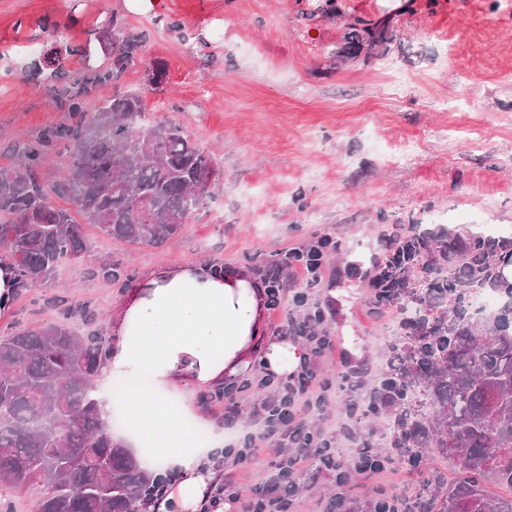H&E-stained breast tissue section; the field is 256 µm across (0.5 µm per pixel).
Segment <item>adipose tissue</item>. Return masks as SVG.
Returning a JSON list of instances; mask_svg holds the SVG:
<instances>
[{"instance_id": "ef3b65f1", "label": "adipose tissue", "mask_w": 512, "mask_h": 512, "mask_svg": "<svg viewBox=\"0 0 512 512\" xmlns=\"http://www.w3.org/2000/svg\"><path fill=\"white\" fill-rule=\"evenodd\" d=\"M264 298L263 284L240 268L187 263L129 283L111 314L97 408L107 423L122 412V438L140 461L179 474L157 512H199L208 502L216 512L225 508L216 498L224 455L217 447L193 449L181 413L164 409L168 392L222 389L256 364L281 379L297 369L298 345L265 333ZM144 371L153 392L109 390L111 380Z\"/></svg>"}]
</instances>
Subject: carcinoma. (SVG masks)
<instances>
[{
	"label": "carcinoma",
	"instance_id": "carcinoma-1",
	"mask_svg": "<svg viewBox=\"0 0 512 512\" xmlns=\"http://www.w3.org/2000/svg\"><path fill=\"white\" fill-rule=\"evenodd\" d=\"M110 67L70 74L55 70L63 123L12 145L16 162L0 167V250L11 260L20 293L52 284L57 268L87 249L82 224L136 247L176 238L182 219L200 209L219 176L211 155L170 122L146 119L136 94L117 93L96 112L84 110L89 86L118 80L135 64L144 35L118 17ZM69 151L63 177L40 179L50 151ZM76 207L83 223L50 194ZM498 239L407 245L422 273L423 301L438 293L443 308L404 323L400 365L378 385L391 414V447L407 465L433 450L451 474L434 472L425 491L373 512H454L476 500L480 512H512V302L473 321L474 295L499 277ZM90 278L114 282L125 267L102 259ZM86 304L58 302L55 321L0 336V480L34 495L37 512H136L153 498L161 474L148 473L100 421L92 380L108 339Z\"/></svg>",
	"mask_w": 512,
	"mask_h": 512
}]
</instances>
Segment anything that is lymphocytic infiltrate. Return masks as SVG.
I'll return each instance as SVG.
<instances>
[{"label": "lymphocytic infiltrate", "mask_w": 512, "mask_h": 512, "mask_svg": "<svg viewBox=\"0 0 512 512\" xmlns=\"http://www.w3.org/2000/svg\"><path fill=\"white\" fill-rule=\"evenodd\" d=\"M412 236L411 230L398 227L384 236L385 246L374 261L369 281L370 303L378 316L392 317L399 313L400 299L410 288L399 271L407 260L405 243ZM330 245V239L323 237L308 246L289 249L286 255L288 276L302 280L305 285L304 291L293 296L296 312L287 313L280 309L285 292L284 281L274 275L267 279L266 303L274 314V334L303 339L307 352L296 378L278 380L265 375L225 389L224 397L232 411L237 408V394L254 388L268 391L252 416L254 432L248 434L235 451L237 468L224 474L228 500H240L238 475L248 470L262 454L274 460L273 468L266 476L270 483L277 482L284 470L293 477L310 471L320 448L332 450L340 444L352 449V464L359 474L372 478L391 468L388 458L376 452L362 453L359 447L363 434L357 422L377 414L381 407L379 400L364 401L361 389L355 386L349 399L353 413L334 415L329 408V386L315 371V361L326 359L336 349L335 336L314 328L315 322L323 321L326 316V309L314 292L325 279L327 267L324 256Z\"/></svg>", "instance_id": "lymphocytic-infiltrate-1"}]
</instances>
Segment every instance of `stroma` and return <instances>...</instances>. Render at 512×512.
I'll return each mask as SVG.
<instances>
[{"instance_id": "stroma-1", "label": "stroma", "mask_w": 512, "mask_h": 512, "mask_svg": "<svg viewBox=\"0 0 512 512\" xmlns=\"http://www.w3.org/2000/svg\"><path fill=\"white\" fill-rule=\"evenodd\" d=\"M162 0L143 16L123 0H0V166L9 145L65 120L48 77L26 74L28 45L45 49L39 22L60 25L64 71L109 66L97 35L110 17L146 41L134 66L90 89L87 112L115 92L141 96L149 120H170L209 152L219 175L182 233L133 247L84 227L86 256L63 262L54 288L17 295L0 331L55 319L47 300L87 301L108 315L125 282L90 279L92 260L123 264L130 279L158 265L203 261L264 278L288 248L329 236L332 270L322 302L340 299L358 327L354 361L381 364L401 335L368 300L382 235L394 224L435 239L512 237V0ZM179 20V31L167 28ZM377 23L381 43L352 38L354 19ZM167 83L148 82L152 65ZM413 79L393 95L392 73ZM338 488L324 473L299 477L298 512H326Z\"/></svg>"}]
</instances>
